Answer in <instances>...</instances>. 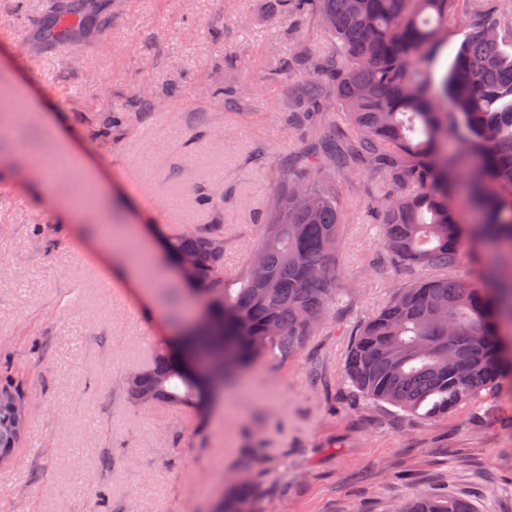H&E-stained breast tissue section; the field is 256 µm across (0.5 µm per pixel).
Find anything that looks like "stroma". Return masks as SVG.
Wrapping results in <instances>:
<instances>
[{
	"mask_svg": "<svg viewBox=\"0 0 512 512\" xmlns=\"http://www.w3.org/2000/svg\"><path fill=\"white\" fill-rule=\"evenodd\" d=\"M101 32L43 48L45 0H0V367L33 400L27 444L0 469V512H217L231 476L258 477L259 512H390L450 492L475 512H512V378L437 420L369 401L344 372L361 325L398 279L384 261L378 201L384 173L358 168L345 196L340 297L326 324L288 360L257 363L206 416L124 394L199 305L178 275L151 271L149 296L103 272L98 228L142 263L176 227L220 224L224 272L243 265L257 218L314 128L293 114L295 56H334L318 18L279 0H92ZM458 0L432 50L440 82L469 31ZM115 119L112 135L99 117ZM101 174L102 208L78 172L45 193L21 159L55 157L57 133ZM266 153L255 160L256 150ZM218 208L199 204L201 190ZM67 200L89 221L63 224Z\"/></svg>",
	"mask_w": 512,
	"mask_h": 512,
	"instance_id": "1",
	"label": "stroma"
}]
</instances>
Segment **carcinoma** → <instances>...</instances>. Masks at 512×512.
Returning <instances> with one entry per match:
<instances>
[{
  "instance_id": "cac0c4a2",
  "label": "carcinoma",
  "mask_w": 512,
  "mask_h": 512,
  "mask_svg": "<svg viewBox=\"0 0 512 512\" xmlns=\"http://www.w3.org/2000/svg\"><path fill=\"white\" fill-rule=\"evenodd\" d=\"M318 15L338 44L313 61L298 85L320 118L336 99L342 130L316 140L297 174L275 189L258 242L233 279L224 275V225L174 229L163 238L170 259L197 258L182 285L212 298L216 323L163 342L150 365L130 373L127 399L202 409L220 382L263 359L285 360L336 307V265L346 174L356 163L382 170L393 186L382 201L381 247L396 274L408 276L360 327L345 360L366 398L432 420L497 387L512 367V269L487 286L459 275L465 243L512 258V55L500 50L501 14L470 0L471 32L450 73L430 84L426 63L454 0H280ZM451 96L455 111L436 104ZM464 196L474 223L461 227ZM17 410L0 399V451L24 447ZM256 481L237 482L220 512H253ZM397 512H472L452 494L408 498Z\"/></svg>"
}]
</instances>
